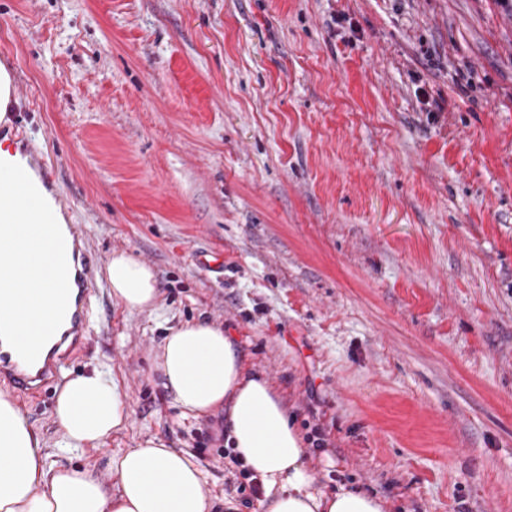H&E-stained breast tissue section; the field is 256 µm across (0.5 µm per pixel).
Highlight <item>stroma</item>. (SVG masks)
Masks as SVG:
<instances>
[{
  "instance_id": "stroma-1",
  "label": "stroma",
  "mask_w": 512,
  "mask_h": 512,
  "mask_svg": "<svg viewBox=\"0 0 512 512\" xmlns=\"http://www.w3.org/2000/svg\"><path fill=\"white\" fill-rule=\"evenodd\" d=\"M21 126L112 295L68 376L101 370L126 427L66 451L50 384L18 398L48 464L92 472L159 438L215 494L220 416L154 369L169 328L232 336L303 436L319 485L386 512H512V13L496 0H0ZM473 87L461 92V77ZM238 512H263L261 499ZM106 269L112 297L126 309L142 310L154 304L158 295L157 281L148 265L120 253L112 255Z\"/></svg>"
}]
</instances>
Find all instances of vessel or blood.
Returning <instances> with one entry per match:
<instances>
[{"label":"vessel or blood","mask_w":512,"mask_h":512,"mask_svg":"<svg viewBox=\"0 0 512 512\" xmlns=\"http://www.w3.org/2000/svg\"><path fill=\"white\" fill-rule=\"evenodd\" d=\"M8 138L14 150L20 152L35 180V188L49 198L60 215L68 208L55 190V177L45 161L32 150L24 131L0 127V138ZM29 220L7 197L0 199V249L10 250L13 238L23 236ZM57 252L67 259L63 270L71 276L76 288L73 301H60L57 312L66 317L68 326L51 351H43L28 340L30 325L20 323L10 311L0 312V382H7L19 395L27 396L52 382L62 380L73 352L83 341L88 326L90 297L98 286L99 257L87 244L83 225L67 223L58 243Z\"/></svg>","instance_id":"1"}]
</instances>
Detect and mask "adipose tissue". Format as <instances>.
<instances>
[{"instance_id":"adipose-tissue-1","label":"adipose tissue","mask_w":512,"mask_h":512,"mask_svg":"<svg viewBox=\"0 0 512 512\" xmlns=\"http://www.w3.org/2000/svg\"><path fill=\"white\" fill-rule=\"evenodd\" d=\"M25 172L10 149H0V194L16 195L34 216L30 235L47 244L54 209L26 192L19 181ZM107 279L113 298L128 310L148 308L157 298L152 269L128 254L112 255ZM156 368L183 418L226 408V442L264 485V512H384L383 502L362 489L317 486L279 396L264 376L244 372L222 327L196 321L170 328ZM127 419L119 388L104 372L72 378L57 398L55 421L68 448L98 447ZM109 464L120 474L114 490L89 471L49 465L23 411L0 394V512H213L219 504L236 510L232 498L207 489L193 455L161 439L138 442Z\"/></svg>"}]
</instances>
